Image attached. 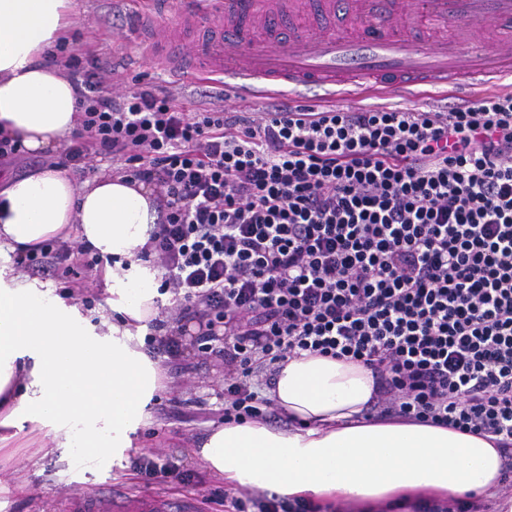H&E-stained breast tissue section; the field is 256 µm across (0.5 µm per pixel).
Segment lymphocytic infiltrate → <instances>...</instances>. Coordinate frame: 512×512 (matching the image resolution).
<instances>
[{
    "label": "lymphocytic infiltrate",
    "mask_w": 512,
    "mask_h": 512,
    "mask_svg": "<svg viewBox=\"0 0 512 512\" xmlns=\"http://www.w3.org/2000/svg\"><path fill=\"white\" fill-rule=\"evenodd\" d=\"M81 106L59 161L95 156L153 185L155 259L171 319H206L220 349L224 420L276 411L255 377L307 351L372 370L365 419L494 437L512 497V93L442 110L292 101L259 115L166 89L115 95L116 65L69 54ZM82 246L51 240L18 262L67 275Z\"/></svg>",
    "instance_id": "f902f5d3"
}]
</instances>
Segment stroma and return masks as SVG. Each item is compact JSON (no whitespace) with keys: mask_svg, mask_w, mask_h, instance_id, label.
<instances>
[{"mask_svg":"<svg viewBox=\"0 0 512 512\" xmlns=\"http://www.w3.org/2000/svg\"><path fill=\"white\" fill-rule=\"evenodd\" d=\"M149 9L147 0H76L67 47L118 63L121 79L114 87L118 93L134 88L137 82H150L178 90L180 102L190 110L197 107L201 91L223 93V85L206 84L190 72L175 76L141 58L137 24L139 16ZM510 90L512 80L505 79L461 93L422 86L414 95L403 97L368 88L356 99L330 98L320 86L307 85L289 91L288 96L314 106L441 108L454 101ZM69 266L72 273L67 281L43 280L44 290L77 305L92 325H99L104 318L115 320L104 279L86 281L77 259H70ZM78 282L84 289L76 294L71 286ZM201 333L199 320L185 321L179 351L171 354L162 343L164 330L151 327L145 332L142 349L165 368L166 387L150 400L145 419L132 436L131 448L111 469L74 464L55 450L53 435L40 431L23 432L12 442L10 451L0 452V512H74V498L85 493L99 496L101 512H112L113 504L136 495L176 500L193 494L198 485L217 495L216 500L207 502L206 512H222L219 496L225 490L224 481L208 471L194 453L207 432L224 422V360L201 352ZM146 460L155 464L154 475L141 473Z\"/></svg>","mask_w":512,"mask_h":512,"instance_id":"stroma-1","label":"stroma"}]
</instances>
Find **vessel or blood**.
<instances>
[{"label": "vessel or blood", "instance_id": "b4317fda", "mask_svg": "<svg viewBox=\"0 0 512 512\" xmlns=\"http://www.w3.org/2000/svg\"><path fill=\"white\" fill-rule=\"evenodd\" d=\"M140 19L145 57L175 70L190 42L194 74L268 96L317 84L352 96L363 83L400 95L422 85L512 78V0H196L171 25L170 0ZM493 51L478 52L476 29ZM139 512H195L190 501L140 500Z\"/></svg>", "mask_w": 512, "mask_h": 512}]
</instances>
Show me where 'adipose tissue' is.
I'll use <instances>...</instances> for the list:
<instances>
[{
  "mask_svg": "<svg viewBox=\"0 0 512 512\" xmlns=\"http://www.w3.org/2000/svg\"><path fill=\"white\" fill-rule=\"evenodd\" d=\"M74 0H0V136L54 156L80 113L74 85L49 55L70 25ZM157 220L151 186L103 170L74 185L46 165L0 188V250L16 252L78 235L117 256L105 283L122 316L106 333L76 306L0 265V447L25 425L47 428L79 460L103 462L131 445L161 387L159 361L140 336L157 317V272L139 256ZM268 395L288 428L262 422L212 428L195 454L232 486L272 490L351 512H423L476 504L502 479L488 439L403 420L366 421L371 370L302 352L274 376Z\"/></svg>",
  "mask_w": 512,
  "mask_h": 512,
  "instance_id": "ef3b65f1",
  "label": "adipose tissue"
}]
</instances>
